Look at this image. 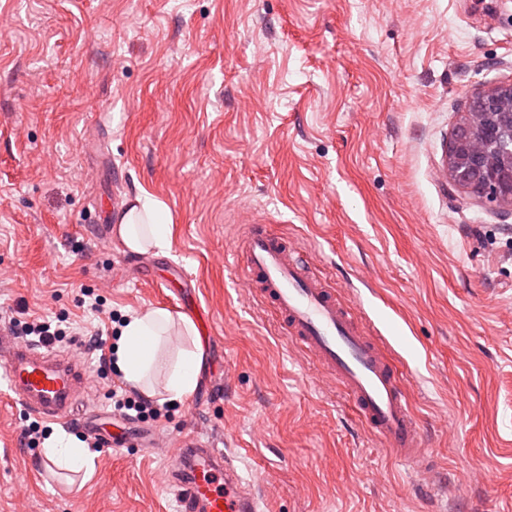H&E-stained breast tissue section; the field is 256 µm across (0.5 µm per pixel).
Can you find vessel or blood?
Masks as SVG:
<instances>
[{
    "label": "vessel or blood",
    "mask_w": 512,
    "mask_h": 512,
    "mask_svg": "<svg viewBox=\"0 0 512 512\" xmlns=\"http://www.w3.org/2000/svg\"><path fill=\"white\" fill-rule=\"evenodd\" d=\"M228 254L243 264L250 295L273 308L281 333L311 359L319 376L336 383L367 432L399 462L428 469L425 435L410 407L388 324L369 317L354 288H335L296 243L265 225H248ZM0 376L15 401L38 418L80 422L95 430L105 448L133 439L79 415L85 370L49 345L0 329ZM170 459L179 512H268V500L239 473L234 455L187 441Z\"/></svg>",
    "instance_id": "1"
}]
</instances>
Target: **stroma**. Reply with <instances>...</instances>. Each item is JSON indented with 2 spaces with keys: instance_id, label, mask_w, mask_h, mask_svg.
Listing matches in <instances>:
<instances>
[{
  "instance_id": "obj_1",
  "label": "stroma",
  "mask_w": 512,
  "mask_h": 512,
  "mask_svg": "<svg viewBox=\"0 0 512 512\" xmlns=\"http://www.w3.org/2000/svg\"><path fill=\"white\" fill-rule=\"evenodd\" d=\"M512 82V0H0V316L69 328L85 412L117 368L88 339L111 313L163 308L192 276L214 339L197 389L140 423L151 447H91V479L41 474L35 417L0 387V512H178L167 452L234 448L271 512H512V215L434 181L475 90ZM146 195L171 248L126 251L96 207ZM368 280L427 434L397 462L316 376L225 252L245 219ZM98 299L101 313L89 308Z\"/></svg>"
}]
</instances>
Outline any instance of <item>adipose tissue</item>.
Segmentation results:
<instances>
[{
    "label": "adipose tissue",
    "instance_id": "1",
    "mask_svg": "<svg viewBox=\"0 0 512 512\" xmlns=\"http://www.w3.org/2000/svg\"><path fill=\"white\" fill-rule=\"evenodd\" d=\"M170 216L166 205L153 198L138 200L121 215L117 234L125 248L134 254L170 248L168 235ZM172 317L166 309L154 308L131 315L122 329L116 348L115 364L124 380L131 386L147 388L158 368L167 372L164 391L170 402H181L191 396L198 384L202 348L195 342L181 350L175 360L160 366L158 354L170 341L168 335ZM53 465L71 472L92 475L93 457L88 449L67 433H57L44 451Z\"/></svg>",
    "mask_w": 512,
    "mask_h": 512
}]
</instances>
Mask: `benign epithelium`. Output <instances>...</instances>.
<instances>
[{
	"label": "benign epithelium",
	"mask_w": 512,
	"mask_h": 512,
	"mask_svg": "<svg viewBox=\"0 0 512 512\" xmlns=\"http://www.w3.org/2000/svg\"><path fill=\"white\" fill-rule=\"evenodd\" d=\"M464 116L474 134L463 162L482 178L481 197L512 212V83L474 93Z\"/></svg>",
	"instance_id": "7a95c632"
}]
</instances>
